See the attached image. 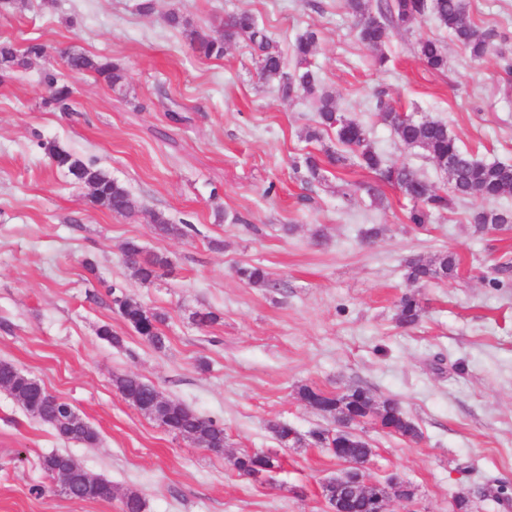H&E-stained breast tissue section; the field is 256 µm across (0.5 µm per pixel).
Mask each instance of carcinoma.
<instances>
[{"mask_svg":"<svg viewBox=\"0 0 512 512\" xmlns=\"http://www.w3.org/2000/svg\"><path fill=\"white\" fill-rule=\"evenodd\" d=\"M346 9L357 20L361 42L379 51L390 42L396 30L410 26L429 14L434 16L440 27L447 29L458 43L470 51L472 58L480 60L494 51L495 34L477 28L470 16L467 0H346ZM167 21L171 27L183 30L193 50L205 59H219L224 56L226 44L240 37L248 39L261 52L259 69L263 80L278 82L284 97L291 96L297 90L315 96L318 104L316 126L306 132V139L320 142L324 135L333 133L344 150L324 147L322 152L325 160L338 167L358 166L375 174L380 183L397 189L411 204L407 215L409 223L416 226L428 224L435 215L470 197L491 203L512 196V164L484 162L475 158L462 149L458 138L446 123L439 120H416L396 111L380 97L376 101V109L381 121L394 131L406 148L423 150L440 170L447 173L448 188H436L408 165L386 163L370 145L364 126L338 112L332 93L321 88L311 64L318 40L316 32L307 30L296 38L292 47L295 69L290 74L286 71L283 56L273 50L267 31L246 11L225 17L221 30L216 33L193 24L178 11L171 12ZM44 51L41 43H30L19 50L10 41H0V62L4 65L0 71V82L11 77L14 69L27 66L31 57H39ZM417 54L432 69L440 70L447 65V56L435 40L419 41ZM65 64L75 75L94 74L113 89L122 86V69L107 57L73 51L66 55ZM43 83L50 90V96L44 99V104L60 112L70 111V87L60 82L57 75L50 71L44 74ZM63 169L77 180L99 185V194L90 199L94 207L118 214L132 209L128 191L104 170L81 158L75 168L65 165ZM305 169L310 180L318 182L324 179L322 159L319 157L308 155L305 158ZM472 223L478 231L499 230L512 224V210H479L473 214ZM124 256L135 276L144 282L156 278L159 270L167 265V259L163 256L143 255L142 248L135 241L126 243ZM456 270L457 259L452 254L445 253L427 259L417 256L406 262V279L412 284L442 281L454 277ZM236 274L251 286H269L268 275L259 266L241 265L237 267ZM114 304L124 321L143 340L157 350L165 347L166 336L160 330L164 322L161 313L147 309L127 295L114 298ZM422 313L419 299L414 295H405L398 306L397 320L402 325L411 326L419 322ZM33 380L34 377L21 372L13 363L0 360V387L7 389L32 418L50 426L64 440L94 444L98 439L97 432L85 420L67 417L72 405L48 394L45 388L33 385ZM115 385L121 396L132 406L157 402L158 411L165 417L170 432L191 438L215 454L224 453V425L199 415L176 400H157L158 392L155 388L135 374L116 377ZM352 392L362 393L369 399L358 417H353L344 394L325 395L324 414L336 418V404L339 403L344 420L352 426L373 418L389 434L420 436L415 423L403 414L395 401L386 400L379 404L375 402L372 393L361 387L352 389ZM232 464L240 473L255 479L261 474L272 473L276 460L264 453L246 452L234 457ZM41 468L53 480L65 469L85 471L73 456L59 452L43 456ZM122 512H145L144 499L136 492L125 494Z\"/></svg>","mask_w":512,"mask_h":512,"instance_id":"1","label":"carcinoma"}]
</instances>
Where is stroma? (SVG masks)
I'll return each instance as SVG.
<instances>
[{
    "mask_svg": "<svg viewBox=\"0 0 512 512\" xmlns=\"http://www.w3.org/2000/svg\"><path fill=\"white\" fill-rule=\"evenodd\" d=\"M137 2L16 0L0 14V41L46 47L0 82V360L98 432L92 446L63 440L0 389V512H122L129 490L145 512H329L322 485L343 466L311 434L335 424L301 400L303 386L362 387L414 420L418 441L369 421L356 428L373 449L369 479L396 474L415 489L389 512H455L461 492L472 512H512V269H497L512 258V226L477 231L470 216L482 202L470 199L416 227L401 193L358 167L307 182L306 154L335 142L305 140L313 100L260 80L246 40L205 60L166 22L178 10L217 29L245 10L287 58L297 35L316 31L314 67L340 112L364 125L387 163L443 187L447 175L380 121L376 94L447 123L479 159L512 164V0H469L474 23L499 35L488 57L472 59L429 16L395 34L383 68L344 0H153L148 13ZM421 39L441 42L447 69L419 60ZM72 50L109 57L123 87L69 74L61 54ZM49 70L71 86V111L45 106ZM53 141L108 171L133 209L90 206L84 185L51 166L42 145ZM153 213L178 234L154 231ZM373 227L379 235L365 239ZM130 241L168 267L137 279L123 259ZM446 252L459 259L456 278L407 282V259ZM245 263L264 267L270 287L241 281L235 268ZM117 293L166 315L164 350L118 315ZM408 294L423 306L411 327L396 320ZM204 309L219 320L200 328L192 316ZM106 323L121 344L99 338ZM127 373L223 423V455L129 405L113 384ZM272 421L294 427L300 442L282 445ZM246 451L276 456L278 469L262 483L240 475L231 459ZM52 452L109 480L113 499L61 494L40 465Z\"/></svg>",
    "mask_w": 512,
    "mask_h": 512,
    "instance_id": "stroma-1",
    "label": "stroma"
}]
</instances>
